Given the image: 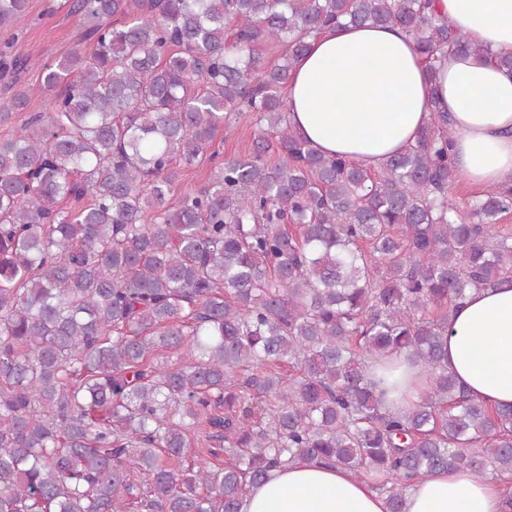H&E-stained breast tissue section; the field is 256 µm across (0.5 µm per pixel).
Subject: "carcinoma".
<instances>
[{
    "label": "carcinoma",
    "mask_w": 512,
    "mask_h": 512,
    "mask_svg": "<svg viewBox=\"0 0 512 512\" xmlns=\"http://www.w3.org/2000/svg\"><path fill=\"white\" fill-rule=\"evenodd\" d=\"M62 6L92 51L41 64L0 44V125L46 96L0 138V512H241L296 458L390 512L437 470L512 475V407L447 368L459 300L512 286V188L449 196L444 112L372 172L309 147L283 96L307 39L343 22L400 26L430 62L483 48L429 0ZM27 7L0 0V28ZM241 106L259 132L224 160L211 147ZM205 157L206 184L170 205L174 164ZM403 350L431 387L390 416L368 359ZM193 434L204 459H186Z\"/></svg>",
    "instance_id": "obj_1"
}]
</instances>
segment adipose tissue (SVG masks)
I'll use <instances>...</instances> for the list:
<instances>
[{"label": "adipose tissue", "instance_id": "adipose-tissue-1", "mask_svg": "<svg viewBox=\"0 0 512 512\" xmlns=\"http://www.w3.org/2000/svg\"><path fill=\"white\" fill-rule=\"evenodd\" d=\"M448 23L482 48L429 67L411 35L395 26L322 30L291 72L288 120L324 156L379 169L417 143L433 112L447 113L460 180L512 188V0H434ZM448 371L467 394L512 406V288L470 291L448 329ZM383 412L399 414L430 386L407 352L377 360ZM242 512H388L386 498L340 467L296 459L253 487ZM405 512H512L494 479L440 470L406 493Z\"/></svg>", "mask_w": 512, "mask_h": 512}]
</instances>
